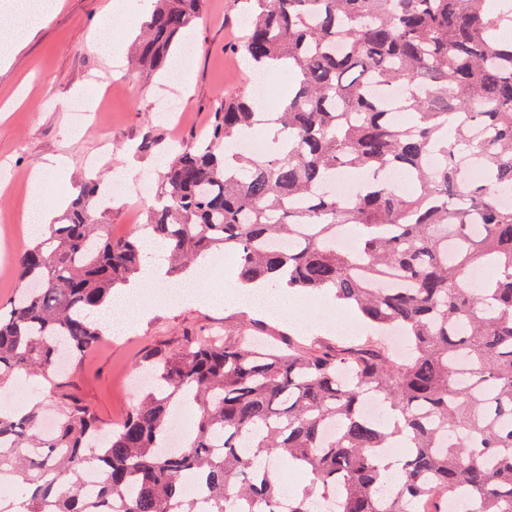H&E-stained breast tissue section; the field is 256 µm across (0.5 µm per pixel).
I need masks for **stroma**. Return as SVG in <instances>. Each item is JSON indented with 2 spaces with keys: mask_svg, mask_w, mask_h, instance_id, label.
I'll return each mask as SVG.
<instances>
[{
  "mask_svg": "<svg viewBox=\"0 0 512 512\" xmlns=\"http://www.w3.org/2000/svg\"><path fill=\"white\" fill-rule=\"evenodd\" d=\"M57 2L43 26L11 52L9 63L0 64V256L9 258L33 240L9 228L22 224L24 184L47 157L66 161L64 172L50 175L48 184L62 180L73 192L85 179L123 174L131 193L115 201L103 220L112 227L146 222L141 178L155 171L157 158L137 151V144L149 135L165 148L192 146L208 133L225 100L256 81L238 50L245 33V0H206L200 19L188 30L195 46L189 84L176 74L150 75L134 68L131 58L145 18L138 0H132L129 11L113 16L106 55L93 42L96 21L111 0ZM164 97L180 98L186 119L173 124L163 118L157 103ZM77 99L103 110L80 116L70 109ZM310 306V326L296 327L276 313L267 314L265 321L283 332L300 331L308 342L345 340L350 315L329 311L315 297ZM253 321V315L239 308L150 300L134 329L104 336L93 351L73 361L74 390L105 426H114L137 402L141 358L149 348H173L187 334L236 331Z\"/></svg>",
  "mask_w": 512,
  "mask_h": 512,
  "instance_id": "1",
  "label": "stroma"
}]
</instances>
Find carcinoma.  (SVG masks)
Here are the masks:
<instances>
[{"label":"carcinoma","mask_w":512,"mask_h":512,"mask_svg":"<svg viewBox=\"0 0 512 512\" xmlns=\"http://www.w3.org/2000/svg\"><path fill=\"white\" fill-rule=\"evenodd\" d=\"M141 67L183 48L204 0H150ZM239 51L288 95L261 111L254 93L224 103L206 141L159 156L148 219L111 236L90 178L61 219L14 261L0 307V385L26 377L60 421L0 406V475L17 512H512V0H249ZM276 129L254 151L240 135ZM362 172L346 203L336 177ZM358 242L338 245L347 227ZM165 245L168 275L224 254L243 282L287 283L357 310L369 332L406 336L403 362L367 338L274 344L262 328L185 336L145 361L152 382L110 430L70 389L61 356L92 350V315ZM473 269L489 275L475 284ZM382 408L362 412L367 397ZM195 409L168 449L176 407ZM400 449L399 469L381 465ZM293 461L297 498L274 479ZM102 472L90 488L87 472Z\"/></svg>","instance_id":"cac0c4a2"}]
</instances>
